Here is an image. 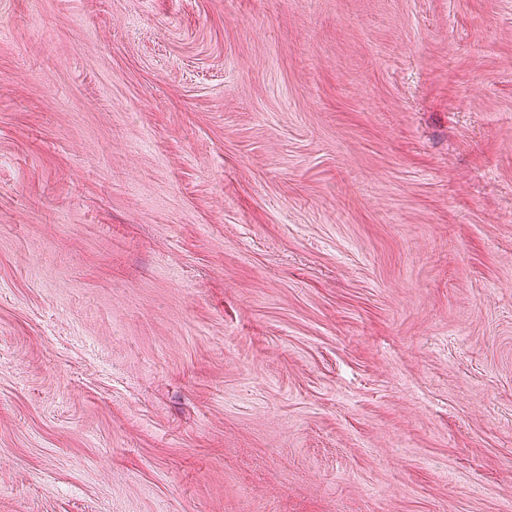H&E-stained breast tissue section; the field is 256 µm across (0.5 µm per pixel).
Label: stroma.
<instances>
[{
  "mask_svg": "<svg viewBox=\"0 0 512 512\" xmlns=\"http://www.w3.org/2000/svg\"><path fill=\"white\" fill-rule=\"evenodd\" d=\"M0 512H512V0H0Z\"/></svg>",
  "mask_w": 512,
  "mask_h": 512,
  "instance_id": "35a3bbf8",
  "label": "stroma"
}]
</instances>
